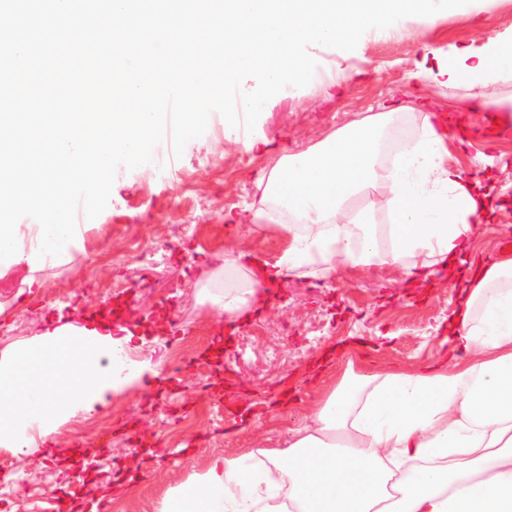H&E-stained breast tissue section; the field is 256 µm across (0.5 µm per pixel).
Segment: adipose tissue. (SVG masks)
<instances>
[{"instance_id": "obj_1", "label": "adipose tissue", "mask_w": 512, "mask_h": 512, "mask_svg": "<svg viewBox=\"0 0 512 512\" xmlns=\"http://www.w3.org/2000/svg\"><path fill=\"white\" fill-rule=\"evenodd\" d=\"M448 56V82L511 124L512 101L486 90L512 77V50L491 39L449 47ZM376 187L382 198L351 215L349 202ZM265 195L271 206L256 221L279 225L287 246L273 261L225 253L207 299L232 321L255 294L291 277L327 281L346 267L386 265L412 280L457 273L487 207L480 181L449 165L431 116L412 130L404 112L378 113L282 157ZM379 211L388 223H376ZM465 278L443 356L414 367L347 363L282 447L213 458L168 488L158 512H512V256L469 264ZM135 337L133 327L92 315L1 351L0 447L51 443L64 417L92 415L155 374L130 359Z\"/></svg>"}]
</instances>
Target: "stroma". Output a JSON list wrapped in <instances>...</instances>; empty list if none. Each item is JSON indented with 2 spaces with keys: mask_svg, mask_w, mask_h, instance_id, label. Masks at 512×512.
Instances as JSON below:
<instances>
[{
  "mask_svg": "<svg viewBox=\"0 0 512 512\" xmlns=\"http://www.w3.org/2000/svg\"><path fill=\"white\" fill-rule=\"evenodd\" d=\"M510 36L512 0H473L468 13L414 28L402 40H360L346 58L322 48L328 78L264 106L253 134L266 146L245 152L225 139L222 123L209 121L168 173L119 168L107 208L90 220L67 263L39 271L38 292L23 284L25 268L0 278V351L31 339L57 313L118 300L162 325L179 315L190 329V361L163 398H154L149 387L133 388L93 415L67 418L55 434L64 448L88 450L100 484L111 482L115 462L138 454V442L152 445L155 459L146 477L107 501L105 512H156L170 486L202 472L212 457L281 445L317 396L316 365L335 370L351 336L363 338L372 360L380 344L389 361L404 366L437 358L443 317L462 291L456 278L435 276L417 285L387 267L348 269L333 282L293 277L232 324L201 304L199 291L235 244L271 261L285 248L275 229L252 230L263 199L259 174L378 112H406L416 121L442 115L451 132L464 133L466 145L449 143L450 154L496 203L468 253L497 254L499 240L512 239V126L484 136L486 113L465 89L416 74L420 64L435 66L431 49ZM479 150L487 161L477 169L471 159ZM163 246L167 264L146 271L138 252ZM220 349L226 355L219 362L214 353ZM289 390L297 391L299 405L241 430L243 405ZM64 476L44 448L17 455L0 450V512H49L52 490Z\"/></svg>",
  "mask_w": 512,
  "mask_h": 512,
  "instance_id": "1",
  "label": "stroma"
}]
</instances>
